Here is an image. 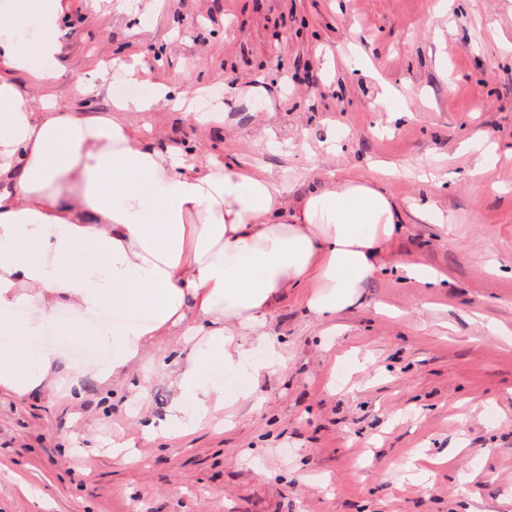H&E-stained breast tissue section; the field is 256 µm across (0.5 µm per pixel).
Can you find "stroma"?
<instances>
[{
	"instance_id": "obj_1",
	"label": "stroma",
	"mask_w": 512,
	"mask_h": 512,
	"mask_svg": "<svg viewBox=\"0 0 512 512\" xmlns=\"http://www.w3.org/2000/svg\"><path fill=\"white\" fill-rule=\"evenodd\" d=\"M143 27V37L132 36ZM512 0H164L99 17L71 0L60 106L107 112L126 82L78 101L105 55L143 57L142 84L208 86L201 127L160 109L164 140L232 163L259 154L299 198L327 171L384 160L402 213L392 260L448 271L444 288L380 272L326 329L289 292L271 329L283 367L232 425L144 434L172 391L145 366L146 400L0 394V512H512ZM394 91L400 117L372 111ZM272 143L256 151L263 130ZM498 161L472 176L464 141ZM459 247H449V239ZM472 402L483 414L458 423Z\"/></svg>"
}]
</instances>
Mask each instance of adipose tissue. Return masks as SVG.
Returning <instances> with one entry per match:
<instances>
[{"instance_id":"ef3b65f1","label":"adipose tissue","mask_w":512,"mask_h":512,"mask_svg":"<svg viewBox=\"0 0 512 512\" xmlns=\"http://www.w3.org/2000/svg\"><path fill=\"white\" fill-rule=\"evenodd\" d=\"M67 15L68 0H0V393L77 400L85 378L140 392L151 363L172 400L145 431L207 426L225 407L214 374L254 348L278 356L269 324L290 291L305 289L322 323L359 303L389 262L400 210L363 176L328 177L292 203L258 158L159 146L132 121L164 105L201 122L195 86L159 85L108 112L58 107ZM111 73L134 82L139 70L110 58L72 96L89 100ZM61 310L72 315L61 334L108 345L107 364L78 369L48 347L45 323ZM106 312L118 321L97 326Z\"/></svg>"}]
</instances>
